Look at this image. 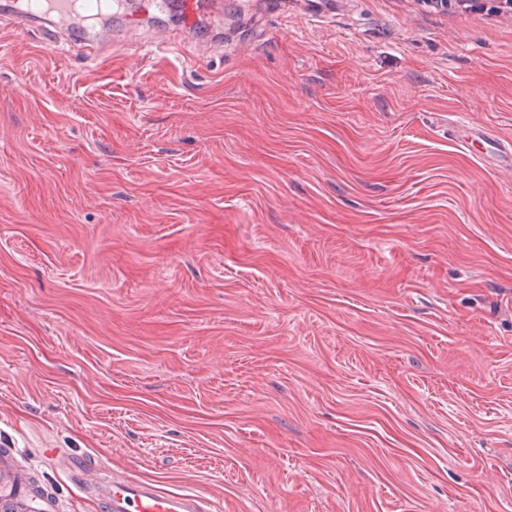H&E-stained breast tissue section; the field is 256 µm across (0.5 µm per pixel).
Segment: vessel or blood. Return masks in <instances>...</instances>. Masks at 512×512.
Listing matches in <instances>:
<instances>
[{"instance_id": "b4317fda", "label": "vessel or blood", "mask_w": 512, "mask_h": 512, "mask_svg": "<svg viewBox=\"0 0 512 512\" xmlns=\"http://www.w3.org/2000/svg\"><path fill=\"white\" fill-rule=\"evenodd\" d=\"M187 21L203 11L223 13L224 0H181ZM113 0H16L14 18L26 25L34 16H55L66 22L82 23L108 13ZM17 448H0V512H60L54 494H37L41 483L37 467L22 464ZM78 473L92 487L104 512H204L198 495L188 490L160 488L147 480L129 477L102 478L92 463L80 464Z\"/></svg>"}]
</instances>
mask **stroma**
<instances>
[{"label": "stroma", "mask_w": 512, "mask_h": 512, "mask_svg": "<svg viewBox=\"0 0 512 512\" xmlns=\"http://www.w3.org/2000/svg\"><path fill=\"white\" fill-rule=\"evenodd\" d=\"M0 18V448L206 512H512V13Z\"/></svg>", "instance_id": "35a3bbf8"}]
</instances>
